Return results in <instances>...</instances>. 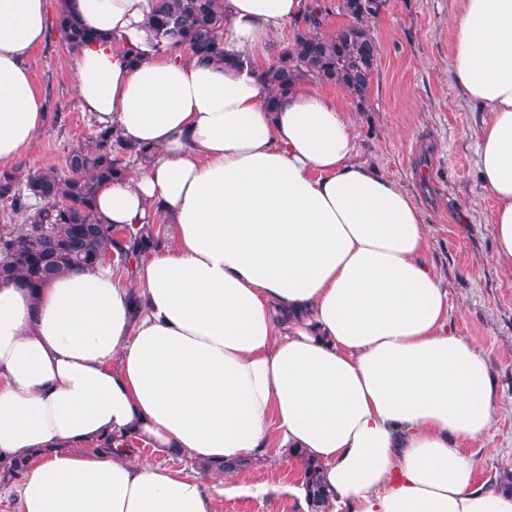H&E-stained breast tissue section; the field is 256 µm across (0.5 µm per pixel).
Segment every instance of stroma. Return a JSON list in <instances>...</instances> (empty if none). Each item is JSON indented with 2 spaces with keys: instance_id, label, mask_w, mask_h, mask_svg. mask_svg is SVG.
Returning <instances> with one entry per match:
<instances>
[{
  "instance_id": "35a3bbf8",
  "label": "stroma",
  "mask_w": 512,
  "mask_h": 512,
  "mask_svg": "<svg viewBox=\"0 0 512 512\" xmlns=\"http://www.w3.org/2000/svg\"><path fill=\"white\" fill-rule=\"evenodd\" d=\"M457 10V0H386L370 21L380 54L365 105L356 106L336 86L321 90L337 96L351 114L358 160L401 186L422 211L427 258L448 290V326L490 361L499 396L494 422L483 438L459 447L473 461L479 487L512 470V269L495 260V203L478 179L475 130L482 114L462 102L448 77ZM29 64L46 117L16 164L24 173L60 169L97 123L80 106L76 56L57 29H50ZM300 475L290 460L274 467L250 463L241 479L271 484V491L262 497L225 495L218 512H304L284 491Z\"/></svg>"
}]
</instances>
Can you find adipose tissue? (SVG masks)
I'll list each match as a JSON object with an SVG mask.
<instances>
[{
  "instance_id": "obj_1",
  "label": "adipose tissue",
  "mask_w": 512,
  "mask_h": 512,
  "mask_svg": "<svg viewBox=\"0 0 512 512\" xmlns=\"http://www.w3.org/2000/svg\"><path fill=\"white\" fill-rule=\"evenodd\" d=\"M100 41L76 94L147 159L96 210L164 241L135 280L113 264L30 291L0 284V460L28 457L22 512H216L226 473L194 462L306 453L337 512H512L473 486L460 444L485 436L496 382L448 328L422 212L354 158L337 97L297 87L270 107L252 51L306 0H224L227 68L157 41L156 0H65ZM47 0H0V166L37 135L27 64ZM449 71L484 112L477 170L497 261L512 268V0H460ZM126 446L100 447L107 435Z\"/></svg>"
}]
</instances>
